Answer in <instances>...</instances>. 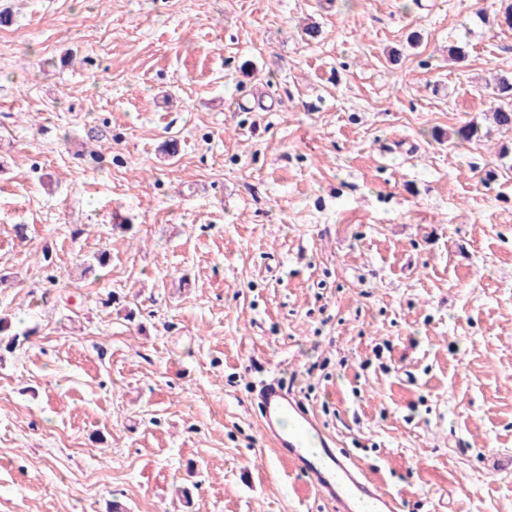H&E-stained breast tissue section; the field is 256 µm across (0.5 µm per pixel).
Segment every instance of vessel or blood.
Returning a JSON list of instances; mask_svg holds the SVG:
<instances>
[{
	"instance_id": "b4317fda",
	"label": "vessel or blood",
	"mask_w": 512,
	"mask_h": 512,
	"mask_svg": "<svg viewBox=\"0 0 512 512\" xmlns=\"http://www.w3.org/2000/svg\"><path fill=\"white\" fill-rule=\"evenodd\" d=\"M264 437L328 505L329 512H404L396 495L369 477L336 445L318 418L283 382H263L255 393Z\"/></svg>"
}]
</instances>
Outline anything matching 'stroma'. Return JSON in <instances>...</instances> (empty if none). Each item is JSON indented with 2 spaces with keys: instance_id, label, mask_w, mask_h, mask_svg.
I'll use <instances>...</instances> for the list:
<instances>
[{
  "instance_id": "obj_1",
  "label": "stroma",
  "mask_w": 512,
  "mask_h": 512,
  "mask_svg": "<svg viewBox=\"0 0 512 512\" xmlns=\"http://www.w3.org/2000/svg\"><path fill=\"white\" fill-rule=\"evenodd\" d=\"M501 5L0 0V512H328L273 377L405 512H512ZM495 95L491 100L490 112L499 129L512 130V75H499L495 79Z\"/></svg>"
}]
</instances>
